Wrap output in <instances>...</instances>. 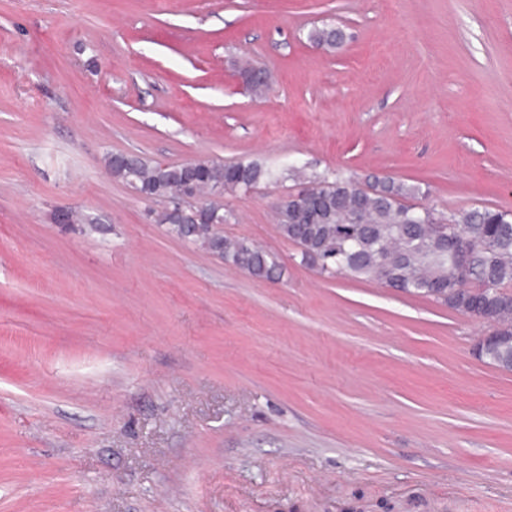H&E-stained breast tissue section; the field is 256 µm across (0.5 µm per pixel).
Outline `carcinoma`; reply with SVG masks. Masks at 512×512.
Instances as JSON below:
<instances>
[{
  "instance_id": "carcinoma-1",
  "label": "carcinoma",
  "mask_w": 512,
  "mask_h": 512,
  "mask_svg": "<svg viewBox=\"0 0 512 512\" xmlns=\"http://www.w3.org/2000/svg\"><path fill=\"white\" fill-rule=\"evenodd\" d=\"M310 40L325 49H336L345 40L344 32L326 25L314 29ZM105 165L112 178L136 190H150L158 197L178 193L185 169L180 164H161L142 155L127 165L106 154ZM277 178L274 169L259 161L237 162L224 169L223 193L246 192L260 183ZM313 194L334 195L335 202L319 212L317 220L304 226L288 223L276 212L281 234L310 248L322 258L320 272L349 274L376 281L409 294H425L431 288H450L457 278L434 224H410L405 204L420 193L414 184L390 177L377 178L372 191L362 192L349 178L326 176L312 180ZM358 209L362 223L348 222V211ZM224 208L219 205L202 213L193 224H172L170 230L189 236L191 243L219 256L224 262L246 270L260 279L276 277V264L268 255L244 239L224 237ZM448 235L462 236L469 242L468 269L464 286L472 294L451 296L448 306L457 310L472 300L489 312L493 322L504 328L488 359L497 365L512 363V307L502 295L512 291V213L488 207L460 213L447 224Z\"/></svg>"
}]
</instances>
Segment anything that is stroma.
Wrapping results in <instances>:
<instances>
[{"mask_svg": "<svg viewBox=\"0 0 512 512\" xmlns=\"http://www.w3.org/2000/svg\"><path fill=\"white\" fill-rule=\"evenodd\" d=\"M123 151L512 212V0H0V512H512L489 325L303 261L290 177L222 200L281 272L252 277L156 223ZM310 40L317 46L325 49L339 48L344 40L345 34L339 29L326 25L320 28H315L309 35Z\"/></svg>", "mask_w": 512, "mask_h": 512, "instance_id": "1", "label": "stroma"}]
</instances>
